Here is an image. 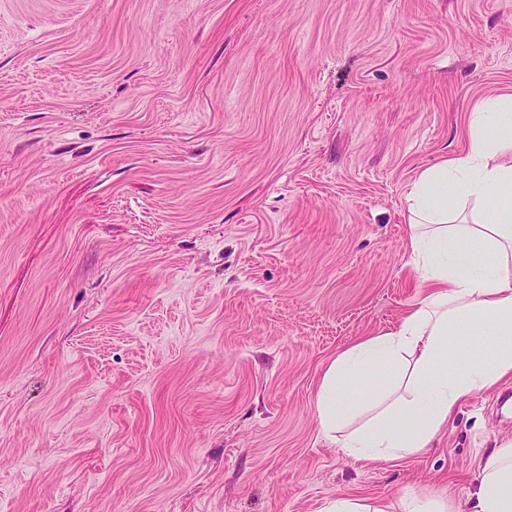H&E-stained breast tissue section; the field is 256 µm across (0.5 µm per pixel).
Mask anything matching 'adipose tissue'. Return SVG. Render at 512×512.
Listing matches in <instances>:
<instances>
[{
    "label": "adipose tissue",
    "instance_id": "ef3b65f1",
    "mask_svg": "<svg viewBox=\"0 0 512 512\" xmlns=\"http://www.w3.org/2000/svg\"><path fill=\"white\" fill-rule=\"evenodd\" d=\"M512 94L483 99L467 118L470 151L422 170L406 196L410 248L427 293L399 326L332 358L317 388L320 426L357 461L429 447L464 399L512 377ZM472 221H448V202ZM491 336L487 350L473 337ZM357 385L360 398L344 391ZM326 512H455L447 498L402 495L392 507L339 498ZM471 512H512V441L485 454Z\"/></svg>",
    "mask_w": 512,
    "mask_h": 512
}]
</instances>
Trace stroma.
Returning <instances> with one entry per match:
<instances>
[{
	"mask_svg": "<svg viewBox=\"0 0 512 512\" xmlns=\"http://www.w3.org/2000/svg\"><path fill=\"white\" fill-rule=\"evenodd\" d=\"M503 92L512 0H0V512H468L511 378L370 463L316 391ZM388 508L362 500L336 498L326 512H456L452 503L442 496L404 494Z\"/></svg>",
	"mask_w": 512,
	"mask_h": 512,
	"instance_id": "stroma-1",
	"label": "stroma"
}]
</instances>
